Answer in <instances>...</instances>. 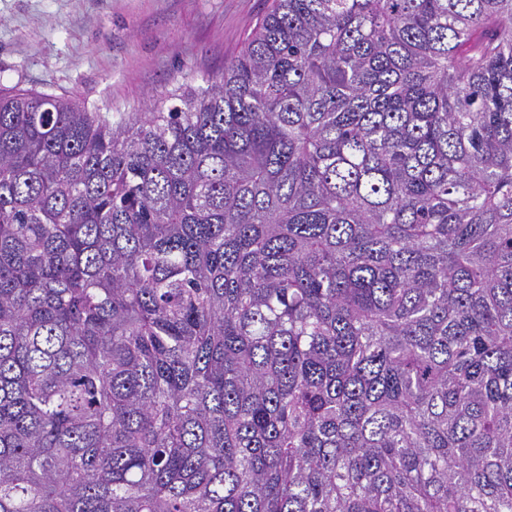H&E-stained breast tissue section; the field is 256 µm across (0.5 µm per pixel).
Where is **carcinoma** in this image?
I'll return each instance as SVG.
<instances>
[{
    "instance_id": "1",
    "label": "carcinoma",
    "mask_w": 512,
    "mask_h": 512,
    "mask_svg": "<svg viewBox=\"0 0 512 512\" xmlns=\"http://www.w3.org/2000/svg\"><path fill=\"white\" fill-rule=\"evenodd\" d=\"M169 99L0 95V512H512V0Z\"/></svg>"
}]
</instances>
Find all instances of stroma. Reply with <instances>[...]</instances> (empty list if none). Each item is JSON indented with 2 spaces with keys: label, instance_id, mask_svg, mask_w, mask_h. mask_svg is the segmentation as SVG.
I'll use <instances>...</instances> for the list:
<instances>
[{
  "label": "stroma",
  "instance_id": "1",
  "mask_svg": "<svg viewBox=\"0 0 512 512\" xmlns=\"http://www.w3.org/2000/svg\"><path fill=\"white\" fill-rule=\"evenodd\" d=\"M272 0H0V89L145 111L219 77Z\"/></svg>",
  "mask_w": 512,
  "mask_h": 512
}]
</instances>
